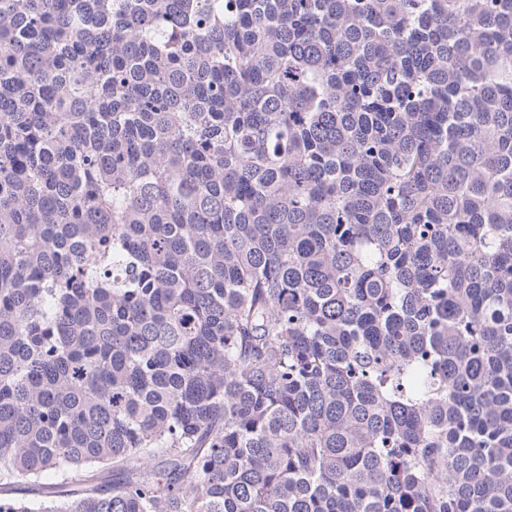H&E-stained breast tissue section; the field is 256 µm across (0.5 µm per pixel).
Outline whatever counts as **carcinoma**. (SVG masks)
<instances>
[{
  "label": "carcinoma",
  "mask_w": 512,
  "mask_h": 512,
  "mask_svg": "<svg viewBox=\"0 0 512 512\" xmlns=\"http://www.w3.org/2000/svg\"><path fill=\"white\" fill-rule=\"evenodd\" d=\"M49 474L0 512H512V0H0V482Z\"/></svg>",
  "instance_id": "1"
}]
</instances>
